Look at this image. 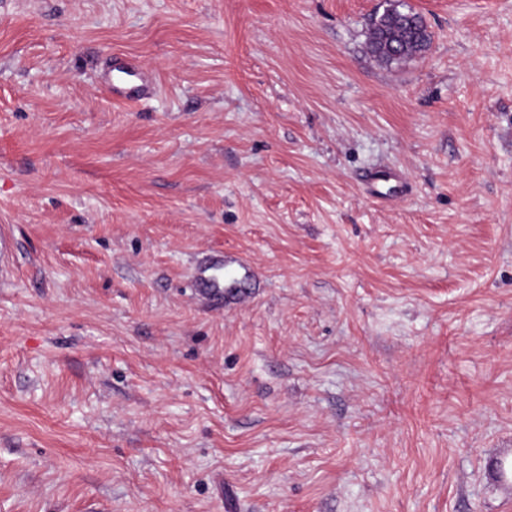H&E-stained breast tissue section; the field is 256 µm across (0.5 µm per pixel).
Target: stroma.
<instances>
[{"mask_svg": "<svg viewBox=\"0 0 512 512\" xmlns=\"http://www.w3.org/2000/svg\"><path fill=\"white\" fill-rule=\"evenodd\" d=\"M404 2L0 0V512H512V0ZM399 5H392L375 16L369 26L366 50L377 61L385 64L400 62L426 52L431 35L424 19L412 10L402 11ZM399 51L392 56L385 47ZM132 66L130 64H125L121 62H117L115 60V63L112 67V73L114 71L119 72H125L131 76H135L134 73L131 71ZM112 73L111 75H107V80L110 85V89L112 91V95L118 98H124L128 100H135L139 98L142 94V91L144 90L143 85V79L142 77H139V83L132 84L128 82H122V81H114L112 79ZM223 262L224 256L220 253H216L212 256L207 266L198 270V276L194 281L199 292L206 294L220 293V281L214 277L213 273H209V271L220 269Z\"/></svg>", "mask_w": 512, "mask_h": 512, "instance_id": "obj_1", "label": "stroma"}]
</instances>
